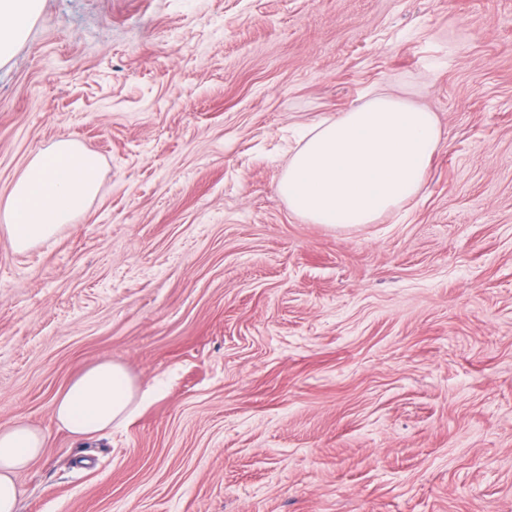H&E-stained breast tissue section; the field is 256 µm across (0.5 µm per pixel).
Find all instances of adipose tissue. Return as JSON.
Returning a JSON list of instances; mask_svg holds the SVG:
<instances>
[{"label": "adipose tissue", "instance_id": "obj_1", "mask_svg": "<svg viewBox=\"0 0 512 512\" xmlns=\"http://www.w3.org/2000/svg\"><path fill=\"white\" fill-rule=\"evenodd\" d=\"M38 7L39 0H0V59L23 39ZM443 145L434 113L376 92L305 130L279 192L293 214L312 224H376L415 198ZM100 180L98 157L74 141L38 153L9 193L5 228L13 248L23 252L55 236L86 210ZM138 392L121 364L101 361L55 398L53 414L72 435L87 437L126 422ZM43 444L25 422L0 424V512H16V474Z\"/></svg>", "mask_w": 512, "mask_h": 512}]
</instances>
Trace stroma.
<instances>
[{
  "instance_id": "obj_1",
  "label": "stroma",
  "mask_w": 512,
  "mask_h": 512,
  "mask_svg": "<svg viewBox=\"0 0 512 512\" xmlns=\"http://www.w3.org/2000/svg\"><path fill=\"white\" fill-rule=\"evenodd\" d=\"M385 90L434 112L419 194L334 229L278 191L295 131ZM62 138L100 189L0 226L17 512H512V0H41L0 60V211ZM110 360L154 390L78 439ZM139 389L126 369L101 361L75 379L53 401V414L76 438L120 426L135 412Z\"/></svg>"
}]
</instances>
